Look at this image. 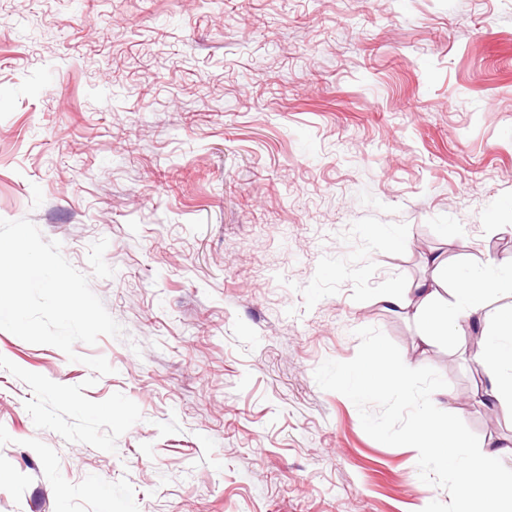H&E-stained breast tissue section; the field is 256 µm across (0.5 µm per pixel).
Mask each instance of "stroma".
<instances>
[{"label":"stroma","instance_id":"35a3bbf8","mask_svg":"<svg viewBox=\"0 0 512 512\" xmlns=\"http://www.w3.org/2000/svg\"><path fill=\"white\" fill-rule=\"evenodd\" d=\"M0 218L60 241L124 329L75 362L0 330V356L142 414L116 452L69 443L0 369V512L449 501L314 379L367 326L512 446L471 340L418 347L380 302L438 252L452 288L494 263L512 304V0H0Z\"/></svg>","mask_w":512,"mask_h":512}]
</instances>
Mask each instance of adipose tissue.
Here are the masks:
<instances>
[{
    "mask_svg": "<svg viewBox=\"0 0 512 512\" xmlns=\"http://www.w3.org/2000/svg\"><path fill=\"white\" fill-rule=\"evenodd\" d=\"M428 261L433 267L431 277L414 282L402 293L383 296V303L422 317L426 329L420 341L424 344L436 336L463 335L468 327L484 328V352L494 363L486 374L485 394L498 405L512 409V310L501 312L495 319L486 310L489 294L501 284L498 271L491 265L476 269L452 290L448 287V262L443 255L431 254ZM414 441L417 448L438 461L445 449L461 447L465 438L460 429L442 419L423 421ZM506 457H512V448L487 447L477 453L460 473L461 504L478 496L488 504L489 512H512V489L491 479Z\"/></svg>",
    "mask_w": 512,
    "mask_h": 512,
    "instance_id": "1",
    "label": "adipose tissue"
}]
</instances>
